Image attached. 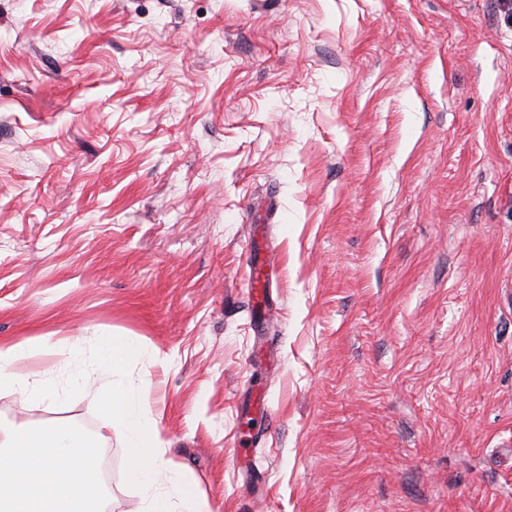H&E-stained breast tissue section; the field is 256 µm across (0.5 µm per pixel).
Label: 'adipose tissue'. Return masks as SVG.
<instances>
[{
    "mask_svg": "<svg viewBox=\"0 0 512 512\" xmlns=\"http://www.w3.org/2000/svg\"><path fill=\"white\" fill-rule=\"evenodd\" d=\"M107 418L121 427L128 448V477L145 491L140 512H210L180 474H168L171 492L155 489L164 471L156 421L141 388L107 380L92 387ZM165 472V471H164ZM98 437L48 424L38 432L0 430V512H101Z\"/></svg>",
    "mask_w": 512,
    "mask_h": 512,
    "instance_id": "1",
    "label": "adipose tissue"
}]
</instances>
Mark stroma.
Here are the masks:
<instances>
[{
	"label": "stroma",
	"instance_id": "35a3bbf8",
	"mask_svg": "<svg viewBox=\"0 0 512 512\" xmlns=\"http://www.w3.org/2000/svg\"><path fill=\"white\" fill-rule=\"evenodd\" d=\"M116 338L212 512H512L499 0H0V425ZM22 348L20 345H0V391L13 389H30L36 396L45 398H58L57 389L49 384L44 383L35 377H18L13 374H5L2 371L4 363H11L22 356Z\"/></svg>",
	"mask_w": 512,
	"mask_h": 512
}]
</instances>
